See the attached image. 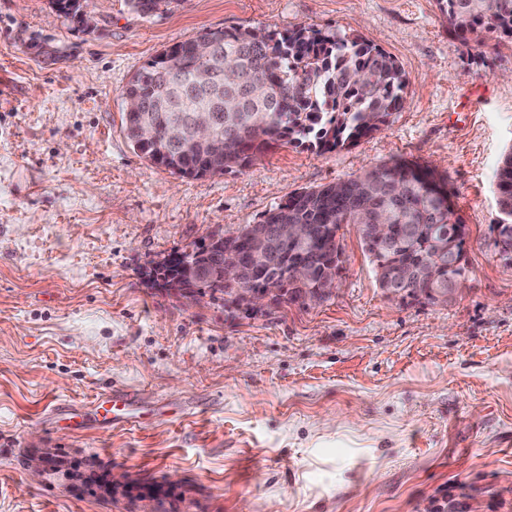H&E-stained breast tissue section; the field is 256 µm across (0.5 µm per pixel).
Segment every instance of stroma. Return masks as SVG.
<instances>
[{"instance_id": "stroma-1", "label": "stroma", "mask_w": 512, "mask_h": 512, "mask_svg": "<svg viewBox=\"0 0 512 512\" xmlns=\"http://www.w3.org/2000/svg\"><path fill=\"white\" fill-rule=\"evenodd\" d=\"M0 0V512H512V259L490 230L512 149V40L448 32L437 0H180L143 18L90 0ZM357 35L408 77L406 106L353 146L283 144L238 173L182 179L133 149L121 93L205 29ZM397 158L435 167L466 228L448 300L387 296L353 225L339 290L247 315L151 287L158 257L258 223L295 191ZM164 407L133 429L72 428L98 394ZM128 474L78 494L27 460Z\"/></svg>"}]
</instances>
